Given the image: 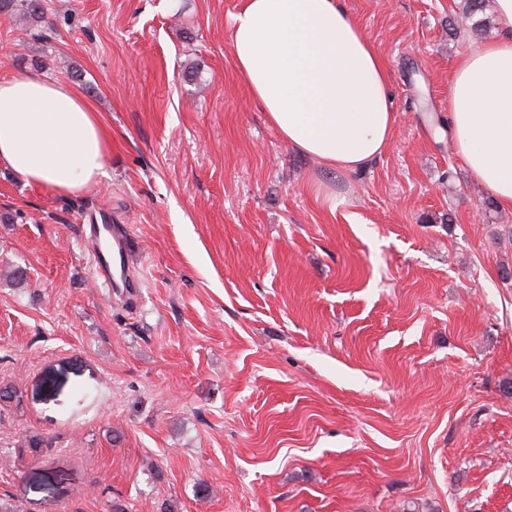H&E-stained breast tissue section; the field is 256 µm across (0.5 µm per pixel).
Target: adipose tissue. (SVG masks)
I'll use <instances>...</instances> for the list:
<instances>
[{"label":"adipose tissue","instance_id":"ef3b65f1","mask_svg":"<svg viewBox=\"0 0 512 512\" xmlns=\"http://www.w3.org/2000/svg\"><path fill=\"white\" fill-rule=\"evenodd\" d=\"M499 37L464 52L449 77L448 124L471 178L512 210V0ZM239 75L266 121L327 169L365 168L395 116L386 63L343 0H243L229 34ZM110 139L88 102L38 73L0 82V166L71 194L107 177Z\"/></svg>","mask_w":512,"mask_h":512}]
</instances>
